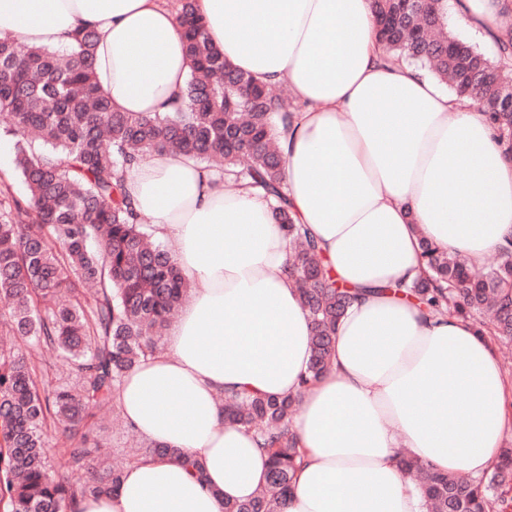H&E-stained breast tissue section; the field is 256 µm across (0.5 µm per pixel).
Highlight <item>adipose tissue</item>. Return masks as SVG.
I'll return each mask as SVG.
<instances>
[{
  "instance_id": "ef3b65f1",
  "label": "adipose tissue",
  "mask_w": 512,
  "mask_h": 512,
  "mask_svg": "<svg viewBox=\"0 0 512 512\" xmlns=\"http://www.w3.org/2000/svg\"><path fill=\"white\" fill-rule=\"evenodd\" d=\"M231 64L289 89L277 127L297 223L354 298L328 370L310 387L311 322L288 275L269 201L226 192L223 170L164 152L126 182L193 293L168 349L126 373L116 403L139 436L178 449L143 457L120 487L68 512H224L265 484L253 433L224 420L225 394L300 396L304 458L283 512H423L400 451L482 474L512 432V377L489 330L395 294L423 273L421 243L470 264L512 245V158L477 105L425 70L390 65L372 0H196ZM455 20L498 34L504 0H451ZM97 35L98 83L119 112L166 113L190 72L165 0H0V36L66 47Z\"/></svg>"
}]
</instances>
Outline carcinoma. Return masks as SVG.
I'll list each match as a JSON object with an SVG mask.
<instances>
[{
  "mask_svg": "<svg viewBox=\"0 0 512 512\" xmlns=\"http://www.w3.org/2000/svg\"><path fill=\"white\" fill-rule=\"evenodd\" d=\"M373 3L380 41L395 60L421 66L474 101L512 89V24L501 29L491 58L448 29L440 0ZM177 14L190 60L187 108L163 117L112 110L95 78L90 30L74 34L69 52L0 37V112L9 117L4 133L14 141L15 171L27 191L0 199V329L56 353L76 373L75 383L50 388V365L0 349V512H67L79 496L120 486L124 466L93 467L94 418L116 405L125 374L157 352L190 288L125 193L134 166L155 153H186L273 201L275 223L290 243L289 274L312 324L302 386L330 365L350 290L332 279L314 236L291 212L273 115L295 106L224 60L195 0H179ZM488 119L512 158V112ZM421 249L429 274L408 291L441 315L490 311L484 326L511 343L512 248L480 273L427 240ZM298 406L297 396L224 398V420L259 435L268 454L266 484L248 501L224 502V512H281L301 458L290 430ZM50 430L69 442L67 464L87 470L84 481L56 476ZM146 455L180 452L150 443L127 449V463ZM399 466L419 484L425 512H512V448L478 478L441 473L404 453Z\"/></svg>",
  "mask_w": 512,
  "mask_h": 512,
  "instance_id": "carcinoma-1",
  "label": "carcinoma"
}]
</instances>
